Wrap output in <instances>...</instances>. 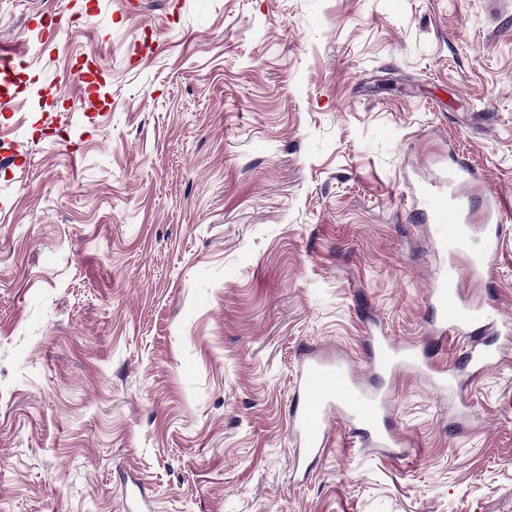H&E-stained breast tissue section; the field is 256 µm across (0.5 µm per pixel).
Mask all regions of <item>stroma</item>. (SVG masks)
I'll list each match as a JSON object with an SVG mask.
<instances>
[{"instance_id":"obj_1","label":"stroma","mask_w":512,"mask_h":512,"mask_svg":"<svg viewBox=\"0 0 512 512\" xmlns=\"http://www.w3.org/2000/svg\"><path fill=\"white\" fill-rule=\"evenodd\" d=\"M0 512H512V344L456 397L384 378L396 448L335 424L307 482L306 350L428 339L409 186L512 200V12L486 0H0ZM470 292L512 318V210Z\"/></svg>"}]
</instances>
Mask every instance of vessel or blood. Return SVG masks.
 <instances>
[{
    "mask_svg": "<svg viewBox=\"0 0 512 512\" xmlns=\"http://www.w3.org/2000/svg\"><path fill=\"white\" fill-rule=\"evenodd\" d=\"M476 180L473 168L455 161L448 170V188L430 194L426 219L440 234L442 247L454 250H474L472 266H480L497 256L502 229L496 224H466L455 206L461 191ZM435 312L432 332L437 338L448 334H469L473 327L484 324L482 304L464 300L461 277L440 269L427 292ZM371 346L369 366L375 375L397 373L409 368L444 382L446 367L429 357L420 343L400 344L375 329L368 338ZM502 361L500 350L485 345H471L467 362L473 373H481ZM338 418L353 427L364 448H393L401 445V437L385 424V398L361 386L352 369L342 362L313 353L299 360L295 395L288 414V433L296 447L295 469L308 471L325 456L334 444L327 423Z\"/></svg>",
    "mask_w": 512,
    "mask_h": 512,
    "instance_id": "obj_1",
    "label": "vessel or blood"
}]
</instances>
